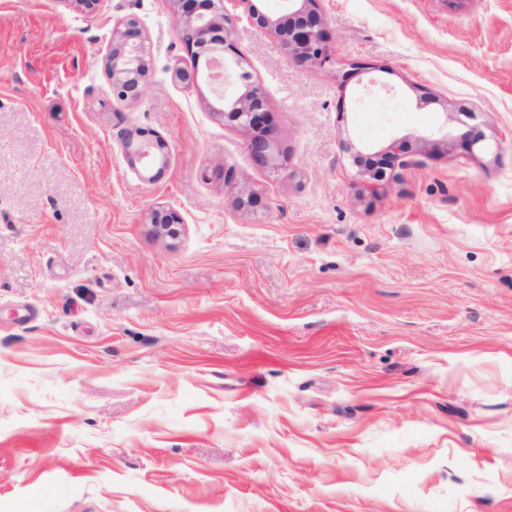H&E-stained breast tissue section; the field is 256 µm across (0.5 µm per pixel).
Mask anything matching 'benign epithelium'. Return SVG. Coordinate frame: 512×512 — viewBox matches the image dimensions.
Listing matches in <instances>:
<instances>
[{
  "mask_svg": "<svg viewBox=\"0 0 512 512\" xmlns=\"http://www.w3.org/2000/svg\"><path fill=\"white\" fill-rule=\"evenodd\" d=\"M172 2L177 8V23L184 47L194 59L192 68L176 71V79L187 85L201 81L209 84L222 102L216 113L251 133L248 149L254 161L262 166L275 165L274 141L269 136L272 117L266 96L246 69L247 58L234 40L240 18L227 11L224 0ZM241 2L248 4L249 24L274 33L288 59L323 66L333 62L320 0H281L284 14L276 19L258 8L254 0ZM106 65L112 78V93L117 99L137 101L145 95L153 76L152 55L136 19H127L123 27L115 31ZM230 80L241 87V92L232 98L224 94V83ZM125 148L131 166L150 158L158 168L149 179L161 176L167 156L164 140L140 142L129 132ZM413 158L414 153L404 142L397 140L379 151L357 150L353 153L354 164L369 185L382 181L386 170L405 167L413 162ZM151 223L161 235L174 237L179 234L181 221L172 210H155Z\"/></svg>",
  "mask_w": 512,
  "mask_h": 512,
  "instance_id": "7a95c632",
  "label": "benign epithelium"
}]
</instances>
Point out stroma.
<instances>
[{
	"label": "stroma",
	"mask_w": 512,
	"mask_h": 512,
	"mask_svg": "<svg viewBox=\"0 0 512 512\" xmlns=\"http://www.w3.org/2000/svg\"><path fill=\"white\" fill-rule=\"evenodd\" d=\"M321 6L331 65L237 29L263 167L174 80L173 0H0V512H512V0ZM129 16L135 102L106 70ZM396 139L415 163L368 189L350 146ZM106 65L117 99L137 101L145 95L153 76L152 55L136 19L115 31ZM136 134V133H135ZM135 134L128 132L125 138V148L129 163L136 167L137 163H142L151 158L159 166L156 172L148 177L149 180H156L164 171L167 156V143L163 139L156 138L150 142H140L135 140ZM152 224H155V230L158 234L166 236H177L181 224L178 215L168 209H157L152 213Z\"/></svg>",
	"instance_id": "35a3bbf8"
}]
</instances>
